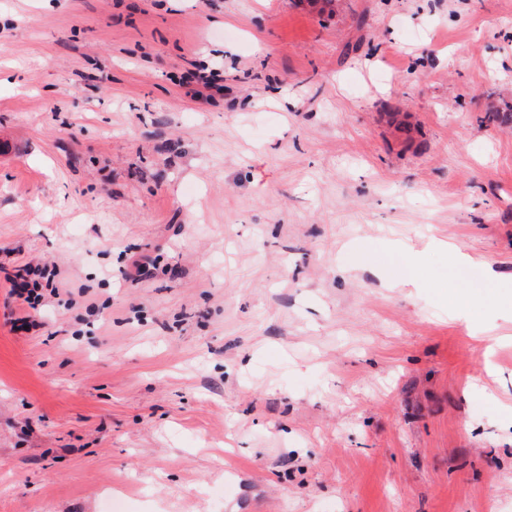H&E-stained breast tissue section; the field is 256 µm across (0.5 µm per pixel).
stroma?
<instances>
[{
    "label": "stroma",
    "mask_w": 512,
    "mask_h": 512,
    "mask_svg": "<svg viewBox=\"0 0 512 512\" xmlns=\"http://www.w3.org/2000/svg\"><path fill=\"white\" fill-rule=\"evenodd\" d=\"M506 105L512 0H0V512H512ZM33 271L31 269L19 270L13 277H9L6 282L9 284V293L17 298L23 299L31 308L42 302V294L38 293L39 283L36 280L30 282L28 276Z\"/></svg>",
    "instance_id": "obj_1"
}]
</instances>
